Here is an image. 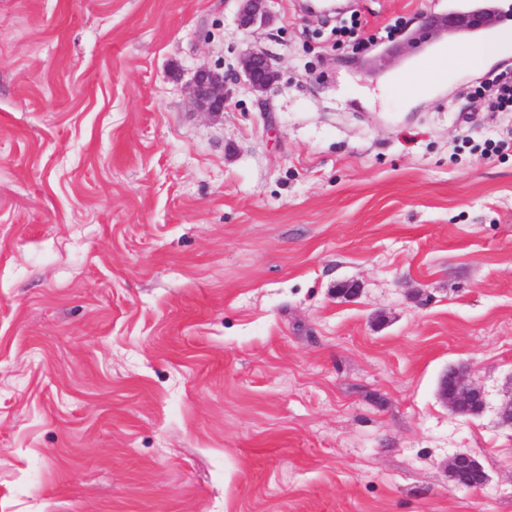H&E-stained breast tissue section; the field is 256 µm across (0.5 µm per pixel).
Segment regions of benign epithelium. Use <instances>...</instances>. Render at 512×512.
Instances as JSON below:
<instances>
[{
    "label": "benign epithelium",
    "instance_id": "obj_1",
    "mask_svg": "<svg viewBox=\"0 0 512 512\" xmlns=\"http://www.w3.org/2000/svg\"><path fill=\"white\" fill-rule=\"evenodd\" d=\"M238 5L237 23L244 31L263 28L272 23L269 0H235ZM495 20L489 11L470 10L454 12L443 19L425 16L418 20V27L408 42L412 48L429 44L443 34H456L490 27ZM280 74L276 59L270 53L257 49L245 54L239 67L230 70L199 68L190 82V93L196 108L213 117L223 115L228 102L240 87L256 93H267L275 88ZM456 389L451 397H443L449 405L458 408L472 403L484 404L483 391L468 379L461 369L454 370ZM448 467L457 472L461 469L483 471L482 465L471 455L462 457L454 453L448 456Z\"/></svg>",
    "mask_w": 512,
    "mask_h": 512
}]
</instances>
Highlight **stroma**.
Wrapping results in <instances>:
<instances>
[{
	"label": "stroma",
	"mask_w": 512,
	"mask_h": 512,
	"mask_svg": "<svg viewBox=\"0 0 512 512\" xmlns=\"http://www.w3.org/2000/svg\"><path fill=\"white\" fill-rule=\"evenodd\" d=\"M305 3L0 0V512H512V112L466 96L512 47L416 96L462 0H348L405 23L362 55ZM254 48L278 88L198 111ZM238 5L237 23L244 31L263 28L273 21L269 0H235ZM495 20L490 11L470 10L467 12L449 13L447 18L439 19L434 16L421 17L418 27L411 33L408 42L414 50L420 44H429L443 34H456L474 31L479 28H489ZM454 378L456 382V389L448 402V393L450 391V382L448 380V392L445 393L443 400L450 406H453L456 411L462 405L469 406L471 403L481 404L480 409L483 407V391L468 379L466 373L461 369H453ZM479 409V410H480ZM450 468L452 472H457L461 469L485 472L482 465L473 456L464 455L462 457H458V453H454L448 457V469ZM468 470L459 471L456 478L454 476L453 478H450V480L454 483L459 481L463 484L473 485V488L481 486L484 481L480 479L479 473Z\"/></svg>",
	"instance_id": "stroma-1"
}]
</instances>
